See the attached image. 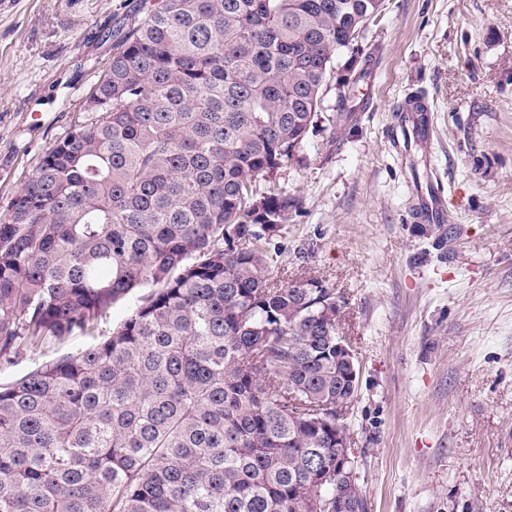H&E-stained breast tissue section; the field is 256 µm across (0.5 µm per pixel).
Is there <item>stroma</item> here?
I'll use <instances>...</instances> for the list:
<instances>
[{
  "label": "stroma",
  "mask_w": 512,
  "mask_h": 512,
  "mask_svg": "<svg viewBox=\"0 0 512 512\" xmlns=\"http://www.w3.org/2000/svg\"><path fill=\"white\" fill-rule=\"evenodd\" d=\"M140 2L0 0V213L82 120L106 33ZM361 49L359 111L336 124L327 87L322 128L275 179L301 212L273 277L336 291L369 512H512V0H387ZM416 93L437 134L405 156L393 110ZM432 178L448 201L436 234L411 219Z\"/></svg>",
  "instance_id": "obj_1"
}]
</instances>
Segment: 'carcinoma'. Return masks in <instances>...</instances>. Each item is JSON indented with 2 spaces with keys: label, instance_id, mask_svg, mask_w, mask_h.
<instances>
[{
  "label": "carcinoma",
  "instance_id": "1",
  "mask_svg": "<svg viewBox=\"0 0 512 512\" xmlns=\"http://www.w3.org/2000/svg\"><path fill=\"white\" fill-rule=\"evenodd\" d=\"M384 8L142 0L112 32L99 108L0 215V361L43 356L0 383V512H368L336 448L359 385L336 291L273 281L300 201L256 180L296 161ZM66 338L89 343L46 355ZM137 295L138 292H135L132 295L114 303L112 305V309L106 313L101 321V326L103 329L112 328V326H115L116 324L123 321L129 314Z\"/></svg>",
  "mask_w": 512,
  "mask_h": 512
}]
</instances>
